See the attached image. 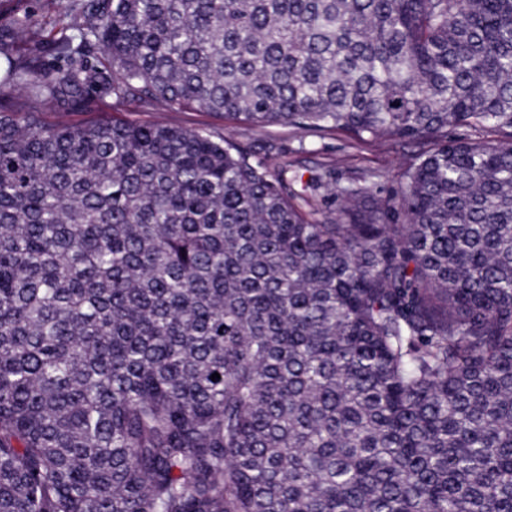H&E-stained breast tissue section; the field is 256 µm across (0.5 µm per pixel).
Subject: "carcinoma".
<instances>
[{"instance_id": "obj_1", "label": "carcinoma", "mask_w": 512, "mask_h": 512, "mask_svg": "<svg viewBox=\"0 0 512 512\" xmlns=\"http://www.w3.org/2000/svg\"><path fill=\"white\" fill-rule=\"evenodd\" d=\"M0 512H512V0H0ZM112 116L133 123L165 121L224 135L247 152L252 161L262 160L273 164L288 160V164L293 165L291 170L304 174L303 180L321 163L336 164V178L341 184L349 178L375 170L381 174V178L368 185L370 193L376 197L388 196L398 189L406 162L416 149L411 144L392 148L381 142L351 145L349 139L339 133L321 135L308 130L232 124L211 112H173L160 103L131 104L121 112H112Z\"/></svg>"}]
</instances>
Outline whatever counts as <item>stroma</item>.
<instances>
[{
	"label": "stroma",
	"mask_w": 512,
	"mask_h": 512,
	"mask_svg": "<svg viewBox=\"0 0 512 512\" xmlns=\"http://www.w3.org/2000/svg\"><path fill=\"white\" fill-rule=\"evenodd\" d=\"M118 119L133 123L165 121L187 128L204 129L230 138L252 160L268 163L286 161L294 170L307 174L323 163L336 166L339 181H347L375 170L380 174L370 186L373 196H387L400 185L401 174L413 152V145L391 147L381 142L351 144L339 133L321 135L308 130L281 127H255L244 123H228L210 112L193 110L173 112L162 104H131L117 114Z\"/></svg>",
	"instance_id": "obj_1"
}]
</instances>
